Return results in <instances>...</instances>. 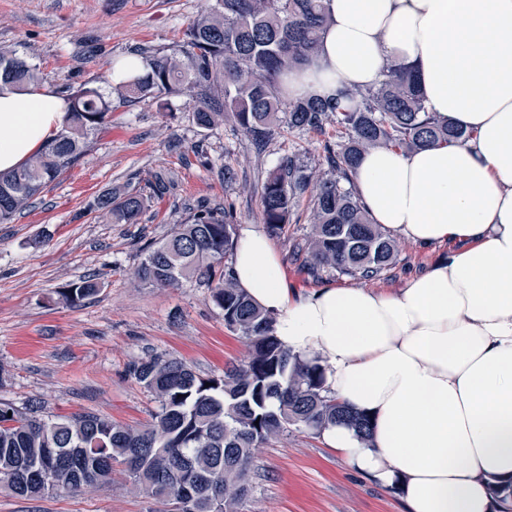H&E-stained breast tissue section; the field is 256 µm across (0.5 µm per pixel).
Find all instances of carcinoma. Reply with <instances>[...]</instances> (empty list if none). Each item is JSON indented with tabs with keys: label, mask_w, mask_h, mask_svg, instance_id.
<instances>
[{
	"label": "carcinoma",
	"mask_w": 512,
	"mask_h": 512,
	"mask_svg": "<svg viewBox=\"0 0 512 512\" xmlns=\"http://www.w3.org/2000/svg\"><path fill=\"white\" fill-rule=\"evenodd\" d=\"M329 22L327 0H214L190 21L177 49L145 58L144 72L112 90L124 104L152 99L162 109L182 96L198 127L230 122L260 151L283 120L317 134L336 125L345 143L338 149L324 143L321 162L313 166L291 155L262 179L261 223L281 230L308 192L310 229L294 248L304 253L309 274L373 279L394 266L397 250L355 191L351 173L359 158L381 146L409 152L462 143L471 134L430 112L411 68L395 60L373 87L349 85L330 98L288 99L281 90L284 76L314 64ZM41 80L37 66L0 49L1 87L22 90ZM69 100L61 132L21 168L0 173V223L26 210L73 164L112 112L111 97L95 87L83 85ZM170 185L160 173L149 192L105 194L94 206L112 224H138ZM234 246L233 207L200 209L146 247L136 275L160 287L206 279L224 325L247 343V359L207 377L178 358L132 363L129 375L156 403L143 428L91 412L45 419L36 405L0 401V490L34 499L59 488L109 484L118 470L132 490L158 502L176 504L179 488L189 484L193 512H240L256 476L255 450L288 429L318 433L342 423L369 437L368 419L328 395L318 362L283 350L273 318L221 269ZM99 288L84 278L56 294L74 307Z\"/></svg>",
	"instance_id": "1"
}]
</instances>
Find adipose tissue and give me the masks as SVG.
<instances>
[{
	"label": "adipose tissue",
	"instance_id": "1",
	"mask_svg": "<svg viewBox=\"0 0 512 512\" xmlns=\"http://www.w3.org/2000/svg\"><path fill=\"white\" fill-rule=\"evenodd\" d=\"M319 58L288 94L370 87L396 59L414 68L429 111L466 142L364 154L355 190L374 223L446 256L397 291L290 288L260 225L240 228L230 272L274 319L284 349L315 359L336 399L371 420L324 444L395 489L406 512H500L512 481V0H328ZM44 84L0 88V172L23 166L65 124Z\"/></svg>",
	"mask_w": 512,
	"mask_h": 512
}]
</instances>
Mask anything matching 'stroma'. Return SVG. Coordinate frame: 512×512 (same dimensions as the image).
<instances>
[{"mask_svg": "<svg viewBox=\"0 0 512 512\" xmlns=\"http://www.w3.org/2000/svg\"><path fill=\"white\" fill-rule=\"evenodd\" d=\"M202 0H0V47L37 64L45 83L70 94L89 83L106 87L109 61L171 52ZM320 135L281 127L264 153L232 124L199 128L184 99L160 111L152 100L114 104L110 122L89 147L34 200L0 224V400L38 403L45 415L93 412L141 427L154 402L128 374L132 361L166 355L203 376L246 360L248 347L227 329L208 300L206 284L155 288L134 272L142 248L164 238L198 205H233L238 224L261 221L253 192L266 171L288 156L314 161ZM235 180H225L224 167ZM163 172L169 195L154 201L137 224H112L93 209L110 191L145 187ZM307 199L270 240L290 287L308 291L350 285L337 273L308 276L291 243L309 228ZM395 265L372 285L389 291L444 255L397 237ZM85 277L99 292L79 306L55 303V290ZM260 476L242 512H404L394 489L352 470L318 434L289 429L256 449ZM0 512H166L130 489L123 476L80 492L38 499L0 491Z\"/></svg>", "mask_w": 512, "mask_h": 512, "instance_id": "obj_1", "label": "stroma"}]
</instances>
